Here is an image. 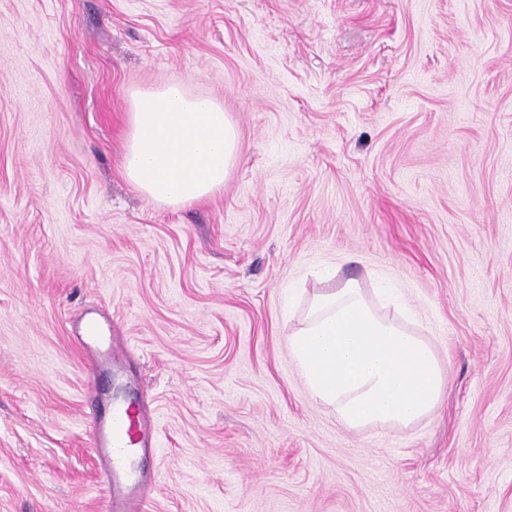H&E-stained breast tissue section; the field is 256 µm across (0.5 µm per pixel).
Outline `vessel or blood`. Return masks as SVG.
<instances>
[{
    "instance_id": "obj_1",
    "label": "vessel or blood",
    "mask_w": 512,
    "mask_h": 512,
    "mask_svg": "<svg viewBox=\"0 0 512 512\" xmlns=\"http://www.w3.org/2000/svg\"><path fill=\"white\" fill-rule=\"evenodd\" d=\"M77 344L83 351L93 353L95 371L118 366L119 359L112 350L111 324L86 320ZM91 438L108 487L105 512H145L146 502L138 493L140 474L134 461L154 446L150 422L133 404L116 399L109 415L93 414Z\"/></svg>"
}]
</instances>
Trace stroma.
Listing matches in <instances>:
<instances>
[{"label": "stroma", "instance_id": "35a3bbf8", "mask_svg": "<svg viewBox=\"0 0 512 512\" xmlns=\"http://www.w3.org/2000/svg\"><path fill=\"white\" fill-rule=\"evenodd\" d=\"M170 83L240 134L177 209L122 174L131 92ZM332 267L446 368L414 425L310 398L286 304ZM114 397L150 512H512V0H0V512H103ZM78 346L84 352L94 354L96 372L111 371L119 366V358L112 351V324H102L95 319H88L83 324L78 336H74Z\"/></svg>", "mask_w": 512, "mask_h": 512}]
</instances>
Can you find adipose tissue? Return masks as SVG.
Masks as SVG:
<instances>
[{
  "label": "adipose tissue",
  "instance_id": "1",
  "mask_svg": "<svg viewBox=\"0 0 512 512\" xmlns=\"http://www.w3.org/2000/svg\"><path fill=\"white\" fill-rule=\"evenodd\" d=\"M123 176L150 201L179 208L224 186L240 149L215 99L185 86L133 91ZM410 310L389 288L355 279L314 293L288 336L310 397L352 429L408 427L430 415L449 380Z\"/></svg>",
  "mask_w": 512,
  "mask_h": 512
}]
</instances>
